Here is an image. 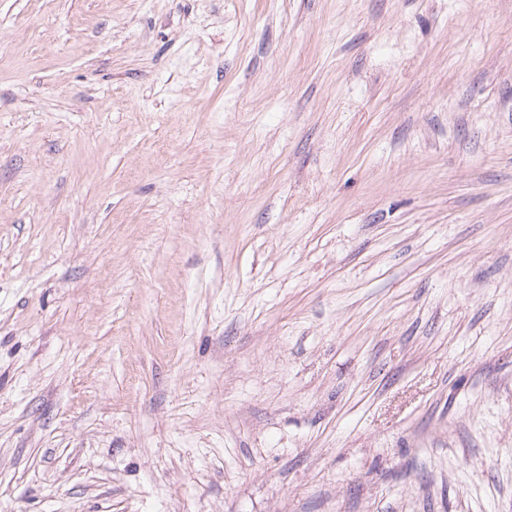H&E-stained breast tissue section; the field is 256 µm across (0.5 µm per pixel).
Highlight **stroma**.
Returning <instances> with one entry per match:
<instances>
[{
  "mask_svg": "<svg viewBox=\"0 0 512 512\" xmlns=\"http://www.w3.org/2000/svg\"><path fill=\"white\" fill-rule=\"evenodd\" d=\"M0 512H512V0H0Z\"/></svg>",
  "mask_w": 512,
  "mask_h": 512,
  "instance_id": "35a3bbf8",
  "label": "stroma"
}]
</instances>
